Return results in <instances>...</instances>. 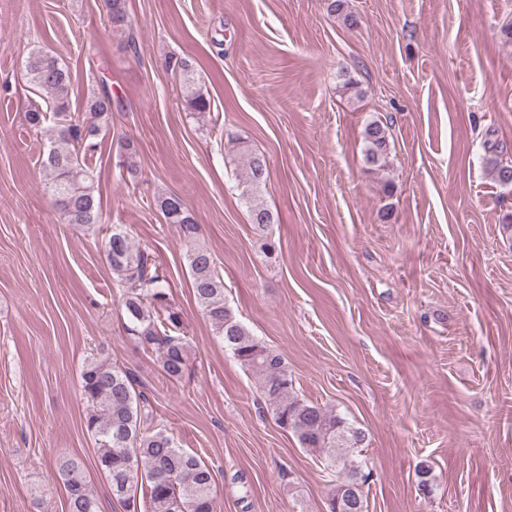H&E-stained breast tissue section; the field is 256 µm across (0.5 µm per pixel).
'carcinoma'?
<instances>
[{"label": "carcinoma", "mask_w": 512, "mask_h": 512, "mask_svg": "<svg viewBox=\"0 0 512 512\" xmlns=\"http://www.w3.org/2000/svg\"><path fill=\"white\" fill-rule=\"evenodd\" d=\"M112 27L129 26L125 0H105ZM169 69L181 78L185 103L192 112H208L211 101L198 87L195 70L186 58H170ZM29 84L51 96L52 111L30 105L28 124L44 129L49 148L42 166L52 176L54 204L68 224L90 225L98 221L100 197L90 160L98 139L110 131L113 101L105 92L88 97L87 111L70 112L71 72L57 56L38 50L26 62ZM366 165L374 167L389 149L386 129L379 121L367 123L362 132ZM491 172L504 186L512 185V164L490 158ZM268 177L264 157L244 153L238 173L240 195L248 205L249 220L262 231L273 215L257 191ZM165 222L179 228L191 242L197 232L195 218L183 199L171 194L157 201ZM105 259L119 282L126 284L123 305L126 331L138 346L159 353L165 373L179 379L187 369L188 343L185 324L167 288L165 272L148 264V255L128 232L112 226L104 239ZM195 300L234 358L257 376L258 389L276 424L292 433L300 446L317 454L332 473L339 474L328 500V512H367L361 487L369 475L362 471L359 448L364 432L324 406L298 398L283 355L261 343L240 321L224 297V278L204 247L186 252ZM86 402L85 427L98 441L97 460L112 486V498L124 512H138L135 489L142 484L148 498L147 512H217L212 494L214 471L201 458L179 448L166 430L155 425L148 396L136 390L128 368L107 359H86L80 374ZM67 492L69 512H98L81 466L67 460L59 467Z\"/></svg>", "instance_id": "obj_1"}]
</instances>
